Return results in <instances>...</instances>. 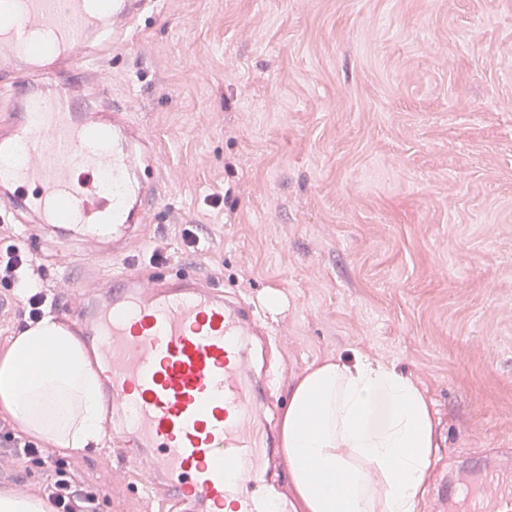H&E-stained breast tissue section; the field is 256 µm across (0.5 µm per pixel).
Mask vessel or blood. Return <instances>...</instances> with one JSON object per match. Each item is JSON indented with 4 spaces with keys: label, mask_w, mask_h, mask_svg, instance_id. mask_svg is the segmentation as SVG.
Masks as SVG:
<instances>
[{
    "label": "vessel or blood",
    "mask_w": 512,
    "mask_h": 512,
    "mask_svg": "<svg viewBox=\"0 0 512 512\" xmlns=\"http://www.w3.org/2000/svg\"><path fill=\"white\" fill-rule=\"evenodd\" d=\"M149 0H0V222L26 240L123 256L160 196L158 156L128 104L87 95L90 42ZM101 370L107 434L168 488L180 512H281L259 476L271 442L254 429L244 347L256 317L195 272L114 275L78 309L53 307ZM457 512H512V469L453 475Z\"/></svg>",
    "instance_id": "vessel-or-blood-1"
}]
</instances>
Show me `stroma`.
<instances>
[{"label":"stroma","instance_id":"stroma-1","mask_svg":"<svg viewBox=\"0 0 512 512\" xmlns=\"http://www.w3.org/2000/svg\"><path fill=\"white\" fill-rule=\"evenodd\" d=\"M97 69L154 141L163 197L121 257L42 248L59 305L151 271L166 236L265 331L245 354L262 432L312 367L362 351L438 412L422 512H449L455 466L512 467V0H156ZM64 456L107 489L101 512H158L141 471L114 480L111 439Z\"/></svg>","mask_w":512,"mask_h":512}]
</instances>
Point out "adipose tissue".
Segmentation results:
<instances>
[{"label":"adipose tissue","instance_id":"adipose-tissue-1","mask_svg":"<svg viewBox=\"0 0 512 512\" xmlns=\"http://www.w3.org/2000/svg\"><path fill=\"white\" fill-rule=\"evenodd\" d=\"M0 409L66 450L98 444L103 396L80 341L52 315L0 357ZM282 448L299 512H420L437 420L420 384L366 353L328 359L297 383Z\"/></svg>","mask_w":512,"mask_h":512}]
</instances>
